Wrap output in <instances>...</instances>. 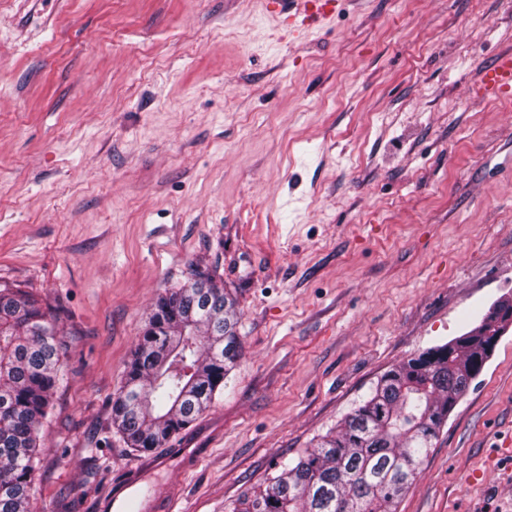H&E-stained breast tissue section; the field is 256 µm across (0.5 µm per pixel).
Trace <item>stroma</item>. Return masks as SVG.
Listing matches in <instances>:
<instances>
[{
  "label": "stroma",
  "instance_id": "stroma-1",
  "mask_svg": "<svg viewBox=\"0 0 512 512\" xmlns=\"http://www.w3.org/2000/svg\"><path fill=\"white\" fill-rule=\"evenodd\" d=\"M512 0H0V284L67 334L30 512H232L389 369L512 300V98L479 70ZM242 354L144 454L112 399L152 305L197 270ZM512 325L397 512H512ZM194 463H187V456ZM330 4V0H290L288 2L289 28L294 32L314 24L332 11L328 9ZM292 10L295 11L294 14H290ZM136 485L131 478L127 479L126 484L120 489L114 491L110 495L104 497L100 504L101 511L112 512H140V499L136 492L132 489Z\"/></svg>",
  "mask_w": 512,
  "mask_h": 512
}]
</instances>
